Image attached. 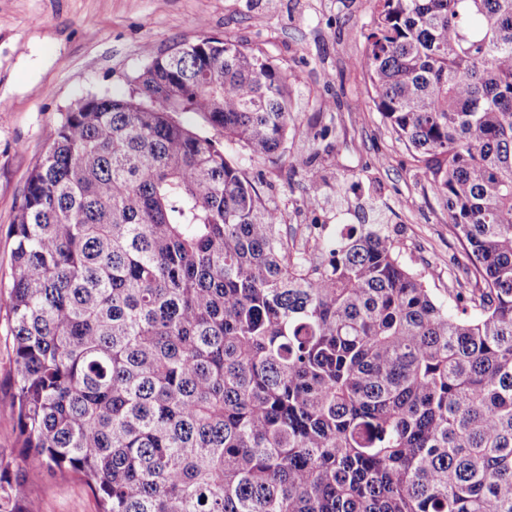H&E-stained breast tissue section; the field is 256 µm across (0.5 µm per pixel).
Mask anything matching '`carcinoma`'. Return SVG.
I'll use <instances>...</instances> for the list:
<instances>
[{
    "label": "carcinoma",
    "mask_w": 512,
    "mask_h": 512,
    "mask_svg": "<svg viewBox=\"0 0 512 512\" xmlns=\"http://www.w3.org/2000/svg\"><path fill=\"white\" fill-rule=\"evenodd\" d=\"M375 4L355 65L483 287L446 308L370 224L295 246L223 145L281 158L288 77L149 54L65 113L11 224L0 512L45 468L99 512H512V0ZM8 316L0 311V448L9 454L18 448L16 420L12 405L10 349L11 339L7 336Z\"/></svg>",
    "instance_id": "cac0c4a2"
}]
</instances>
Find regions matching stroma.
Wrapping results in <instances>:
<instances>
[{"label": "stroma", "instance_id": "obj_1", "mask_svg": "<svg viewBox=\"0 0 512 512\" xmlns=\"http://www.w3.org/2000/svg\"><path fill=\"white\" fill-rule=\"evenodd\" d=\"M373 0H0V279H9V228L28 175L74 101L120 94L144 66L200 37L228 39L271 57L287 74L295 127L277 162H244L288 234L335 239L342 225L384 224L403 244L402 261L434 296L472 288L462 243L423 171L368 96L354 67L365 47ZM330 126L319 148L327 184L309 217L304 165L308 126ZM8 316L0 311V450L17 446ZM34 512H98L80 480L43 471L32 486Z\"/></svg>", "mask_w": 512, "mask_h": 512}]
</instances>
